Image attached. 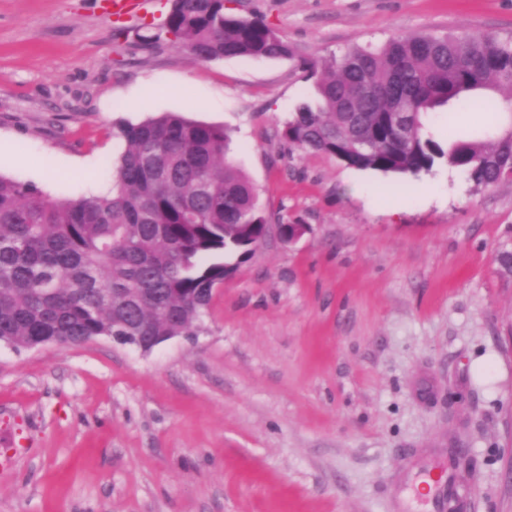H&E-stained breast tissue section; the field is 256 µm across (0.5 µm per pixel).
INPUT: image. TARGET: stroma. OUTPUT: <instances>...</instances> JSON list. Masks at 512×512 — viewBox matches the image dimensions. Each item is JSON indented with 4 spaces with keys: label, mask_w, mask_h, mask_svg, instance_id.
<instances>
[{
    "label": "stroma",
    "mask_w": 512,
    "mask_h": 512,
    "mask_svg": "<svg viewBox=\"0 0 512 512\" xmlns=\"http://www.w3.org/2000/svg\"><path fill=\"white\" fill-rule=\"evenodd\" d=\"M0 0V175L53 200L110 187L117 127L164 112L233 131L228 156L275 224L225 278L197 335L144 353L106 337L0 345V512H438L427 472L466 480L458 512H512V182L446 161L416 177L347 167L281 136L313 100L305 60L432 30L512 36V0H228L284 59L201 62L171 0ZM439 110L447 144L512 118ZM469 448L474 474L449 448Z\"/></svg>",
    "instance_id": "obj_1"
}]
</instances>
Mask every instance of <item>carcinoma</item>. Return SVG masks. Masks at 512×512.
I'll return each instance as SVG.
<instances>
[{
  "label": "carcinoma",
  "instance_id": "1",
  "mask_svg": "<svg viewBox=\"0 0 512 512\" xmlns=\"http://www.w3.org/2000/svg\"><path fill=\"white\" fill-rule=\"evenodd\" d=\"M166 30L202 61L288 58L263 17L226 0H173ZM319 103L300 104L282 137L360 170L398 176L436 161L476 187L512 181V136L448 140L424 133L449 105L489 107L478 91L512 90V38L397 34L379 47L305 62ZM126 147L112 195L53 201L0 175V337L78 346L98 336H193L213 288L252 254L270 217L226 159L221 125L167 112L118 127Z\"/></svg>",
  "mask_w": 512,
  "mask_h": 512
}]
</instances>
